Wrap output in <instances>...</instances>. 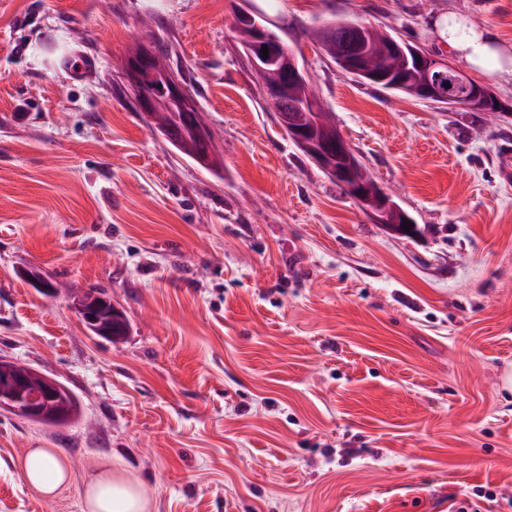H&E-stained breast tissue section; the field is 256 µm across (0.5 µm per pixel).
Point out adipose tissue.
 Here are the masks:
<instances>
[{
    "label": "adipose tissue",
    "mask_w": 512,
    "mask_h": 512,
    "mask_svg": "<svg viewBox=\"0 0 512 512\" xmlns=\"http://www.w3.org/2000/svg\"><path fill=\"white\" fill-rule=\"evenodd\" d=\"M439 34L465 67L489 76L512 75V47L492 29L463 30L452 13L440 23ZM22 475L28 484L50 495L67 480L68 470L61 458L37 448L27 456ZM84 504L85 512H150L151 497L142 483L106 467L87 482Z\"/></svg>",
    "instance_id": "adipose-tissue-1"
}]
</instances>
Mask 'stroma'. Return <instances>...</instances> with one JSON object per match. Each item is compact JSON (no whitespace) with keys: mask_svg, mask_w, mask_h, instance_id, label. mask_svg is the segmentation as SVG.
<instances>
[{"mask_svg":"<svg viewBox=\"0 0 512 512\" xmlns=\"http://www.w3.org/2000/svg\"><path fill=\"white\" fill-rule=\"evenodd\" d=\"M242 8L420 236L375 224L288 139ZM451 13L512 46V0H0V357L82 407L64 427L0 412V512H83L106 465L151 512H512V82L470 75L496 118L366 83L311 36L358 19L449 60ZM153 36L220 170L122 85ZM92 287L125 313L121 341L74 310ZM33 448L66 462L53 497L21 478Z\"/></svg>","mask_w":512,"mask_h":512,"instance_id":"stroma-1","label":"stroma"}]
</instances>
